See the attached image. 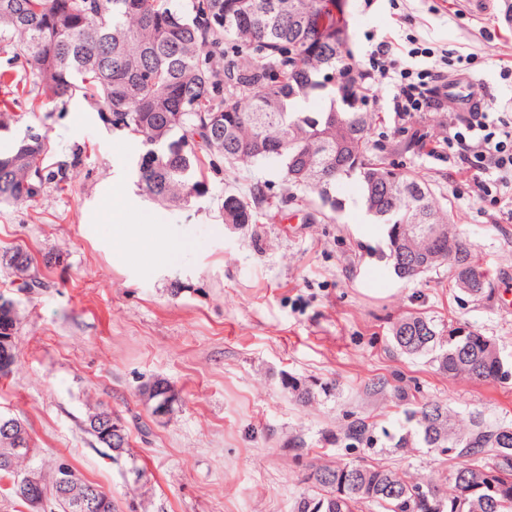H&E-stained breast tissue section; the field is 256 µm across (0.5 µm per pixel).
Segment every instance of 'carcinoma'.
Wrapping results in <instances>:
<instances>
[{
  "label": "carcinoma",
  "instance_id": "cac0c4a2",
  "mask_svg": "<svg viewBox=\"0 0 512 512\" xmlns=\"http://www.w3.org/2000/svg\"><path fill=\"white\" fill-rule=\"evenodd\" d=\"M342 0H0V50L23 60L31 91L48 101L66 103L80 94L97 101L110 115L107 127L126 134L140 147L136 186L149 199L187 205L206 193L207 169L225 163L250 166L278 159L291 186L318 195L336 211V185L354 178L365 212L385 226L386 258L394 273L415 279L448 269L451 287L459 277L471 284L470 296L485 297L488 283L474 246L463 239L451 211L440 206L429 182L408 171L398 179L408 193L391 196L373 182L388 163L372 152L367 137L375 114L363 109L340 47L348 37ZM232 57L216 67L212 55ZM323 94L319 110L305 106ZM260 136L270 144L264 154L250 148ZM50 151L41 140L19 139L16 149L0 155V203L35 199L47 182L61 183L63 170L43 172L39 160ZM266 202L261 187L247 201L236 194L224 204L254 224ZM428 223H413L416 210ZM409 240L411 261L393 255L397 228ZM437 235L444 264L427 262L430 239ZM34 263L21 247L0 252V264L17 272ZM19 314L0 313V338L10 339L15 358ZM396 346L408 355H429L443 376H466L496 382L504 365L492 338L477 330L456 334L452 324L440 328L428 316L408 312L392 325ZM419 443L456 462L445 482L428 481L426 493L407 494L411 481L379 465L358 460L335 465L308 462L304 481L310 492L298 498L293 512H364L375 503L382 512H512V425L479 416L470 428L457 427L454 411L428 401L407 413ZM368 425L358 420L343 438L351 445L367 440ZM495 459L483 462L486 449ZM31 455L6 457L0 452V493L28 503L15 483L31 469ZM478 468L495 472L496 491L476 488L468 477ZM41 493L50 512H74L71 499L57 487V466L39 470Z\"/></svg>",
  "mask_w": 512,
  "mask_h": 512
}]
</instances>
